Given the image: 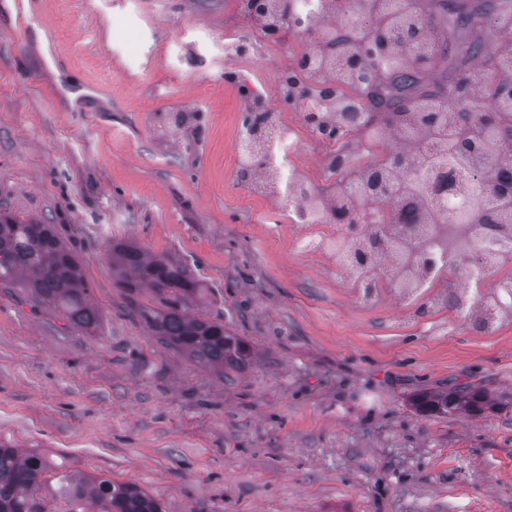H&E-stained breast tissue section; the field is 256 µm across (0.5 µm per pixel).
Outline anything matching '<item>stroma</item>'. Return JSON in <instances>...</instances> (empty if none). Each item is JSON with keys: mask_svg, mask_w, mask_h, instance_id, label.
Instances as JSON below:
<instances>
[{"mask_svg": "<svg viewBox=\"0 0 512 512\" xmlns=\"http://www.w3.org/2000/svg\"><path fill=\"white\" fill-rule=\"evenodd\" d=\"M233 0H0V211L56 225L82 259L96 332L0 284V439L61 474L133 481L166 512H512V407L432 415L427 391H512V323L354 306L297 251L286 214L233 177L240 88L272 93L287 45L224 81ZM204 282L256 355L218 375L151 335L105 245Z\"/></svg>", "mask_w": 512, "mask_h": 512, "instance_id": "stroma-1", "label": "stroma"}]
</instances>
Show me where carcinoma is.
<instances>
[{
  "instance_id": "carcinoma-1",
  "label": "carcinoma",
  "mask_w": 512,
  "mask_h": 512,
  "mask_svg": "<svg viewBox=\"0 0 512 512\" xmlns=\"http://www.w3.org/2000/svg\"><path fill=\"white\" fill-rule=\"evenodd\" d=\"M357 6L373 15L371 28L400 34L399 47L384 57L361 41L363 29L352 24L317 39L318 55L310 70L318 72L333 59L340 64L341 77L366 99L362 121L366 139L381 141L386 128L395 126L404 137L415 136L424 145L403 166L378 162L349 174V184L361 191V211L377 212V201L389 193L423 198L436 170L448 163L465 176L448 202L451 224H499L509 233L512 176L496 170V160L512 153V99L498 95V84L512 81V0H436L434 13L425 10L422 0H352L350 7ZM441 19L462 30L491 25L497 29L498 42L489 46L474 35L451 54L448 41L438 37ZM449 54L454 59H476L480 67L463 66L448 83L431 88L421 65L405 62L407 57L418 61ZM473 83L481 87L482 95L471 90L463 99L455 95L456 87ZM485 196L491 197V204L475 210L473 201ZM336 250L366 273L389 253L407 254L395 234L363 240L358 227L350 238L336 242ZM106 256L116 284L130 296L148 289L157 297L159 304L144 305L138 314L162 343L221 374L251 363L252 346L226 328L223 317L185 313V307L201 297L202 285L184 263L125 241L109 243ZM0 283L27 289L80 328L98 327L101 314L91 303L80 262L51 224L0 212ZM498 404L497 398L475 389L424 394L416 401L421 411L445 415H479ZM47 469L41 453L21 455L0 441V512H42L37 493ZM61 479L63 492L75 503L91 500L99 512H165L159 501L133 482L66 474Z\"/></svg>"
}]
</instances>
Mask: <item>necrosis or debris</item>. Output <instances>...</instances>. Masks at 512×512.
I'll list each match as a JSON object with an SVG mask.
<instances>
[{"instance_id":"necrosis-or-debris-1","label":"necrosis or debris","mask_w":512,"mask_h":512,"mask_svg":"<svg viewBox=\"0 0 512 512\" xmlns=\"http://www.w3.org/2000/svg\"><path fill=\"white\" fill-rule=\"evenodd\" d=\"M233 4L237 32L224 39L227 59L224 80L228 83L237 81L235 64L254 54L256 39L276 43L286 29L304 37L351 21L348 10H337L334 0H307L306 7L288 19L281 15L278 0H269L270 8L262 14L256 9V0H233ZM292 71L289 65L277 69L273 97L259 92L243 97L241 105L255 123L242 127L237 134L235 169L248 171L245 185L252 196L278 206L290 203L291 223L305 230L296 240L301 251L323 257L354 283V267L340 261L331 247L332 241L347 237L348 223L332 218L335 200L322 193L321 187L326 182L339 190L347 185L346 170L334 164L337 152H346L351 163L358 164L374 148L358 141L357 127L353 124L345 127L349 142L345 148L322 134L318 129L322 115L318 99L289 96L288 77ZM290 108L297 113L292 122L285 116ZM307 136L314 138L321 149L320 162L313 172L297 159V145ZM458 253L466 256L464 286L442 282L437 272L419 276L429 309L443 310L448 297L458 296L464 301L458 309L459 315L471 324H483L485 333H494L503 324L512 323V313L503 311L497 301L498 288L503 282L501 272L504 267L512 266V237L496 240L489 226L483 227L482 237L476 241L459 234L450 236L446 254L451 257ZM398 295L392 274L387 270L379 273L374 288L366 290L355 283L352 288L356 305L363 309L378 306L384 297Z\"/></svg>"}]
</instances>
